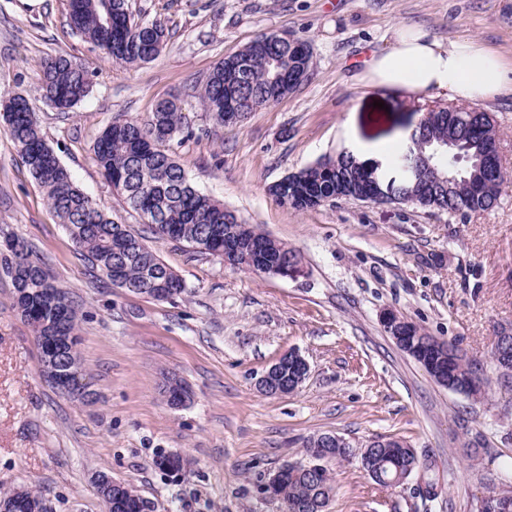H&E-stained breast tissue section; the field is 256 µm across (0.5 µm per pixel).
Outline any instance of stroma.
Here are the masks:
<instances>
[{
  "mask_svg": "<svg viewBox=\"0 0 512 512\" xmlns=\"http://www.w3.org/2000/svg\"><path fill=\"white\" fill-rule=\"evenodd\" d=\"M161 20L168 40L153 61L103 62L73 35L66 0H0V93L36 95L38 64L59 53L93 70L90 96L69 111L37 103L47 143L78 185L116 222L140 232L184 281L158 302L117 288L93 268L50 210L0 129V231L31 244L79 311L86 403L61 394L39 369L33 333L0 272V492L41 491L53 512H104L93 477L132 483L156 512H282L257 484L301 459L305 441L335 433L359 446L399 438L432 456L442 491L433 512H474L484 467L512 457V387L492 382L479 401L437 385L385 333L394 310L425 332L486 362L495 334L512 324V186L492 209L449 221L410 204L337 200L296 210L269 188L349 147L395 169L430 101L359 76L387 47L394 23L448 40L472 36L512 59V0H130ZM308 44L310 79L237 125H214L195 85L222 58L263 33ZM177 96L193 130L169 149L191 183L238 219L294 250L302 272L263 278L158 239L129 210L94 161L95 139L117 117L148 121ZM309 364L284 396L256 380L282 353ZM192 396L170 408L166 378ZM482 449L478 466L463 452ZM189 462L174 479L157 452ZM326 512H426L411 488L386 490L357 461L331 462Z\"/></svg>",
  "mask_w": 512,
  "mask_h": 512,
  "instance_id": "obj_1",
  "label": "stroma"
}]
</instances>
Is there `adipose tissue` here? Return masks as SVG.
I'll list each match as a JSON object with an SVG mask.
<instances>
[{"label": "adipose tissue", "instance_id": "adipose-tissue-1", "mask_svg": "<svg viewBox=\"0 0 512 512\" xmlns=\"http://www.w3.org/2000/svg\"><path fill=\"white\" fill-rule=\"evenodd\" d=\"M507 68L498 53L476 40L444 43L420 27L398 25L388 47L372 56L362 79L372 87L444 94L471 104L512 92V83L504 79Z\"/></svg>", "mask_w": 512, "mask_h": 512}]
</instances>
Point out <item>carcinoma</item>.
Returning a JSON list of instances; mask_svg holds the SVG:
<instances>
[{
	"instance_id": "obj_1",
	"label": "carcinoma",
	"mask_w": 512,
	"mask_h": 512,
	"mask_svg": "<svg viewBox=\"0 0 512 512\" xmlns=\"http://www.w3.org/2000/svg\"><path fill=\"white\" fill-rule=\"evenodd\" d=\"M67 22L71 30L93 44L100 57L109 62L133 66L154 60L162 51L166 30L158 20L136 21L129 0H67ZM280 59L285 73L283 82L270 83L271 60ZM311 53L307 44L293 40L286 44L274 34H261L238 54L218 61L201 84L198 98L203 110L217 125L224 124L225 112L238 108L249 113L254 106L265 107L296 89L288 84L297 72L310 76ZM95 73L74 64L68 57H48L39 63L38 91L47 105L66 112L90 94ZM0 123L14 142L21 163L28 169L38 187L46 195L54 215L75 244L96 264L107 279H112V257L120 250L126 289L140 293L145 288H172L179 297L185 293L184 282L145 243L140 233L127 224H118L86 195L72 174L46 142L36 111L27 93L10 91L0 96ZM185 124L177 99H163L155 105L151 119L141 124L131 118L110 121L94 143V158L107 182L123 196L126 204L152 224L155 234L168 231L170 239L189 246H204L215 253L224 243L215 241L214 226L232 224L243 240L266 239L256 228L242 224L224 205L196 190L184 168L166 149V143L184 133ZM413 138L422 154L428 156L439 144L451 146L422 167L419 175L394 189V199L414 201L423 209L446 212L461 221L497 204L506 181L499 176L495 147L499 134L492 118L485 112L464 108H438L436 114L424 118ZM458 166V183L448 187L444 176L448 167ZM280 202L294 200L291 207L305 210L328 198L376 195L372 168L341 153L292 173L284 182L271 186ZM13 253L20 259L17 275L12 277L15 306L31 327L40 349L44 371L50 364L58 367L60 376L53 383L64 389L63 375L73 358H80L66 339L77 335L79 313L67 293L44 269L32 247L23 239L12 238ZM497 332L491 350L492 370L503 384L512 383V367L501 365V347ZM417 362L438 360L448 367V390L474 401L481 398L491 378L480 364L457 353L452 360L426 347L413 355ZM365 458L363 470L385 489H396L423 471L427 480L426 500L439 497L435 464L421 458L415 449L397 440L377 448L360 446L334 448L333 459ZM157 454L154 465L166 474L181 475L187 461L179 453L165 460ZM480 482L495 496L496 512H512V459L482 475ZM101 500L112 503L111 512H140L143 497L134 486L111 490L108 483L95 481ZM334 486L330 469L314 475L288 463V474L277 494L283 509L296 502L307 505V512H325ZM46 501L38 490L19 486L0 496L10 507L8 512H32L33 505Z\"/></svg>"
}]
</instances>
